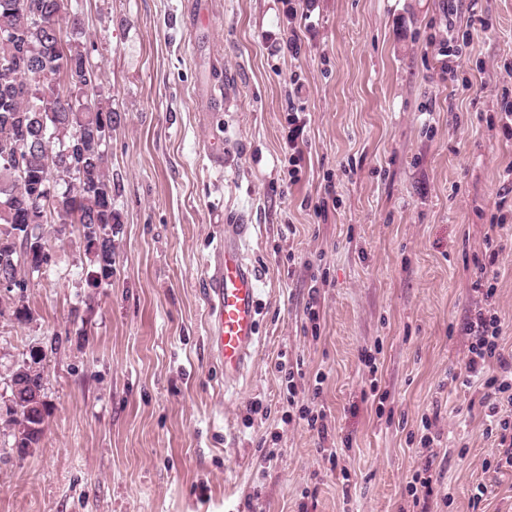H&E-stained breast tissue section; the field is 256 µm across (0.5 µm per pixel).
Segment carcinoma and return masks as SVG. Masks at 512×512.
Instances as JSON below:
<instances>
[{"label":"carcinoma","instance_id":"carcinoma-1","mask_svg":"<svg viewBox=\"0 0 512 512\" xmlns=\"http://www.w3.org/2000/svg\"><path fill=\"white\" fill-rule=\"evenodd\" d=\"M0 0V143L20 145L21 168L0 156V278L19 284L23 271H48L51 245L38 235V247L24 245L26 228L38 230L55 214L58 223L84 228V253L92 287L108 278L112 267V236L121 223L114 208L106 143L95 140L112 112L91 105L99 73L81 41L79 19H71V38L64 41L63 0ZM39 349L17 363L29 371L27 382L41 385ZM51 407L32 405L21 391L5 410L10 429H28L13 447L19 456L39 446Z\"/></svg>","mask_w":512,"mask_h":512}]
</instances>
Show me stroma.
Listing matches in <instances>:
<instances>
[{
	"instance_id": "35a3bbf8",
	"label": "stroma",
	"mask_w": 512,
	"mask_h": 512,
	"mask_svg": "<svg viewBox=\"0 0 512 512\" xmlns=\"http://www.w3.org/2000/svg\"><path fill=\"white\" fill-rule=\"evenodd\" d=\"M65 11L94 45L95 102L112 111L122 230L110 284L88 287L83 228L70 224L49 275L0 301V374L42 350L51 405L26 456L0 422V512H400L425 415L442 512H512L482 389L448 381L489 236L512 354V211L493 224L499 202L512 207V0H65ZM459 40L457 72L441 80L440 51ZM327 193L335 208L316 214ZM228 224L251 225L246 256L264 278L261 342L230 399L202 273ZM17 299L31 321H16ZM283 352L305 386L324 374L329 436L288 425L261 479ZM373 376L391 420L363 396ZM256 399L269 418L250 414ZM345 438L330 464L324 441Z\"/></svg>"
}]
</instances>
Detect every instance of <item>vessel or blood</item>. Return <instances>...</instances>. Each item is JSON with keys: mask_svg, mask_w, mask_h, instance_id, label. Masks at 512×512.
<instances>
[{"mask_svg": "<svg viewBox=\"0 0 512 512\" xmlns=\"http://www.w3.org/2000/svg\"><path fill=\"white\" fill-rule=\"evenodd\" d=\"M249 231L246 224L225 226L216 247L217 262L209 277V301L215 316L213 345L224 366V386L228 389L244 376L258 343L262 278L243 257L242 242Z\"/></svg>", "mask_w": 512, "mask_h": 512, "instance_id": "b4317fda", "label": "vessel or blood"}]
</instances>
